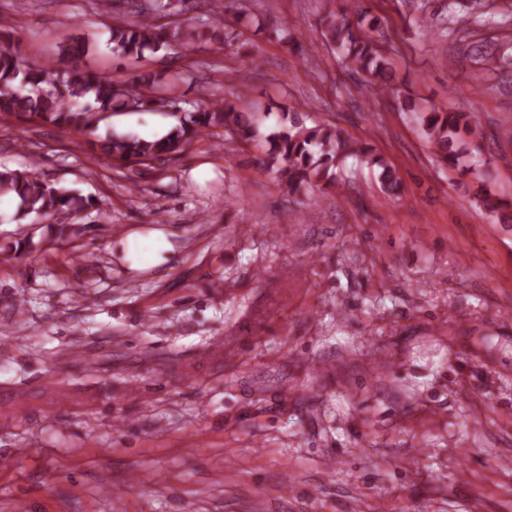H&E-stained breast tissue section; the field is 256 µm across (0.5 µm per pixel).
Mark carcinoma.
<instances>
[{
    "instance_id": "carcinoma-1",
    "label": "carcinoma",
    "mask_w": 512,
    "mask_h": 512,
    "mask_svg": "<svg viewBox=\"0 0 512 512\" xmlns=\"http://www.w3.org/2000/svg\"><path fill=\"white\" fill-rule=\"evenodd\" d=\"M207 20L170 22L168 18L189 13L188 0H135L131 12L135 18H112L109 26L113 55L140 59L146 53L178 42L187 48L219 42L225 47L243 44L244 32L224 25V0H206ZM366 16L336 10L321 20V35L351 58L369 75L384 96L392 91L390 64L382 53L383 37L378 19L364 24ZM89 42L82 35L71 36L60 47L64 61L61 69L24 63L12 45H0V113L31 117L53 124L71 133L93 132L96 114L126 112L132 107L152 111L170 99L179 103L173 88L162 86L151 73L137 75L130 90L111 75L93 72L81 66ZM423 135L437 161L451 169L461 167L465 145L461 132H475L473 119L465 112H431L418 116ZM224 129V143H252L257 137L254 115L239 111L232 101L218 100L206 108L184 111L178 123L163 134L144 139L132 134L110 132L91 143L97 157L119 162L145 164L167 154L184 152L195 140ZM268 149L261 163L276 173L288 191L299 194L321 181L341 186L338 177L344 161H358L380 169L383 188L395 193L400 189L394 168L371 150L368 143L349 137L343 128L309 121L308 114L293 110L282 113L276 130L265 137ZM14 193L22 212L47 222L53 237L71 236L73 219L92 202L72 189L48 186L28 172L0 171V195Z\"/></svg>"
}]
</instances>
